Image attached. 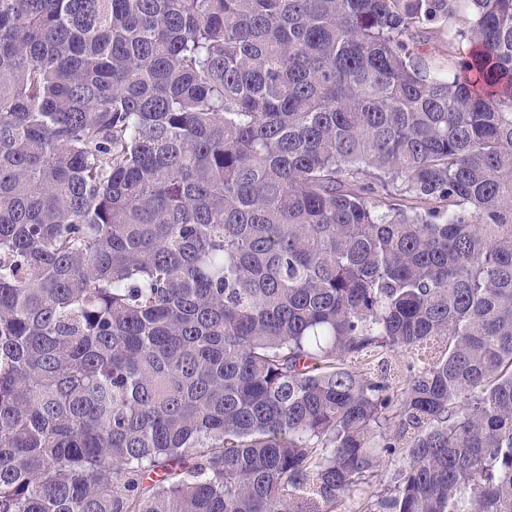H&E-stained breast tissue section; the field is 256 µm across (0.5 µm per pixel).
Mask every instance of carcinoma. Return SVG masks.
<instances>
[{"label": "carcinoma", "instance_id": "carcinoma-1", "mask_svg": "<svg viewBox=\"0 0 512 512\" xmlns=\"http://www.w3.org/2000/svg\"><path fill=\"white\" fill-rule=\"evenodd\" d=\"M390 459L361 512H512V0H0V512Z\"/></svg>", "mask_w": 512, "mask_h": 512}]
</instances>
